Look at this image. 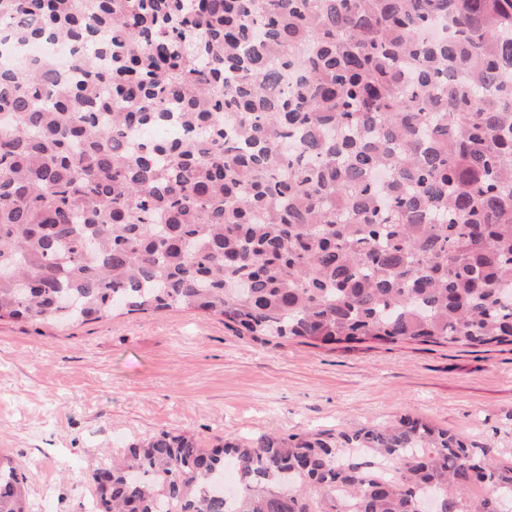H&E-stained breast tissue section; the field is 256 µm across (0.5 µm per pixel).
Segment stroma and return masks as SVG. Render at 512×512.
I'll return each mask as SVG.
<instances>
[{"label": "stroma", "instance_id": "obj_1", "mask_svg": "<svg viewBox=\"0 0 512 512\" xmlns=\"http://www.w3.org/2000/svg\"><path fill=\"white\" fill-rule=\"evenodd\" d=\"M407 412L512 459V347L261 343L184 306L0 322V453L29 473L31 512H87L88 461L162 430L208 448Z\"/></svg>", "mask_w": 512, "mask_h": 512}]
</instances>
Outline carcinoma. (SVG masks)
I'll return each instance as SVG.
<instances>
[{
  "mask_svg": "<svg viewBox=\"0 0 512 512\" xmlns=\"http://www.w3.org/2000/svg\"><path fill=\"white\" fill-rule=\"evenodd\" d=\"M58 40L72 77L0 65V321L512 345V0H0V54ZM89 470L95 512H512V461L411 414ZM26 482L0 455V512Z\"/></svg>",
  "mask_w": 512,
  "mask_h": 512,
  "instance_id": "cac0c4a2",
  "label": "carcinoma"
}]
</instances>
